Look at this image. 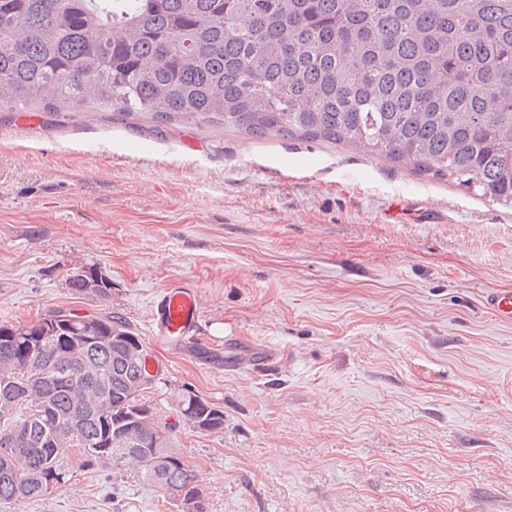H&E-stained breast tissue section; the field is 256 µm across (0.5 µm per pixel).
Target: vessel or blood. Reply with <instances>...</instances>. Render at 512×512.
<instances>
[{"label": "vessel or blood", "instance_id": "obj_1", "mask_svg": "<svg viewBox=\"0 0 512 512\" xmlns=\"http://www.w3.org/2000/svg\"><path fill=\"white\" fill-rule=\"evenodd\" d=\"M486 304L498 319L512 321V290L491 292ZM158 335L183 344L197 333L201 309L195 288L182 281H173L164 289L151 310Z\"/></svg>", "mask_w": 512, "mask_h": 512}]
</instances>
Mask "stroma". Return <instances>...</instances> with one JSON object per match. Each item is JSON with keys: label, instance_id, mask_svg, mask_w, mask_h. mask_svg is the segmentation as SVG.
Wrapping results in <instances>:
<instances>
[{"label": "stroma", "instance_id": "stroma-1", "mask_svg": "<svg viewBox=\"0 0 512 512\" xmlns=\"http://www.w3.org/2000/svg\"><path fill=\"white\" fill-rule=\"evenodd\" d=\"M93 264L112 298L72 294ZM196 288L202 361L150 308ZM512 210L345 144L139 114L0 112V321L131 322L207 512H512ZM224 412L199 433L177 402ZM0 512H168L132 470L82 467ZM487 308L498 319L512 321V290H496L486 299ZM177 407L182 414L192 409L190 416L185 419L189 427L197 432L218 433L224 429V412L198 394L188 392L183 395Z\"/></svg>", "mask_w": 512, "mask_h": 512}]
</instances>
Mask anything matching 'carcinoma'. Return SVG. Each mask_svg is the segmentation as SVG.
Instances as JSON below:
<instances>
[{"label":"carcinoma","instance_id":"obj_1","mask_svg":"<svg viewBox=\"0 0 512 512\" xmlns=\"http://www.w3.org/2000/svg\"><path fill=\"white\" fill-rule=\"evenodd\" d=\"M86 104L343 143L512 208V0H0V111ZM66 283L112 297L95 265ZM59 314L0 322V502L64 484L66 447L85 467H132L176 512H205L173 437L152 447L176 424L150 399L161 380L140 381L113 341L143 344L132 324L103 313L39 340ZM84 335L100 350L78 353ZM186 410L192 429H224L200 395L182 396Z\"/></svg>","mask_w":512,"mask_h":512}]
</instances>
